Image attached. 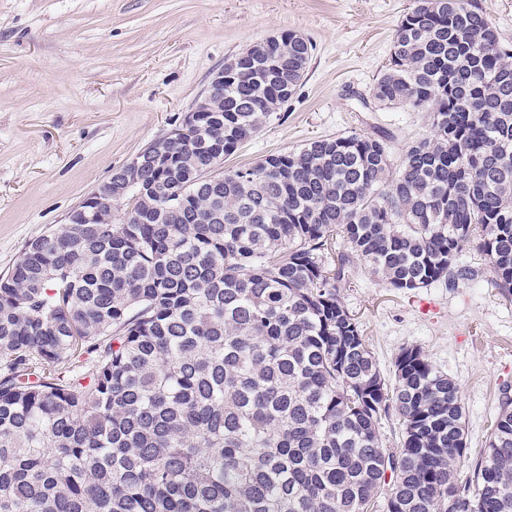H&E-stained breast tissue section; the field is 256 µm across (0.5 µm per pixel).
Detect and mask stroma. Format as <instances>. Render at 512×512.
Returning a JSON list of instances; mask_svg holds the SVG:
<instances>
[{
    "label": "stroma",
    "mask_w": 512,
    "mask_h": 512,
    "mask_svg": "<svg viewBox=\"0 0 512 512\" xmlns=\"http://www.w3.org/2000/svg\"><path fill=\"white\" fill-rule=\"evenodd\" d=\"M414 0H0V274L26 245L65 224L95 186L190 112L213 75L253 43L294 31L312 45L295 94L224 160L248 166L309 140L388 130L390 159L428 134L427 113L378 106L371 89ZM481 268L477 286L398 292L351 270L341 297L383 372L417 346L458 383L467 479L512 390V300Z\"/></svg>",
    "instance_id": "stroma-1"
}]
</instances>
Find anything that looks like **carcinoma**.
<instances>
[{
	"label": "carcinoma",
	"mask_w": 512,
	"mask_h": 512,
	"mask_svg": "<svg viewBox=\"0 0 512 512\" xmlns=\"http://www.w3.org/2000/svg\"><path fill=\"white\" fill-rule=\"evenodd\" d=\"M313 46L224 63L165 168L0 277V512H512V399L465 481L460 387L417 347L393 374L345 308L346 273L512 296V43L473 0H415L372 88L431 135L311 140L210 176L279 116ZM394 418L399 447L382 421Z\"/></svg>",
	"instance_id": "1"
}]
</instances>
